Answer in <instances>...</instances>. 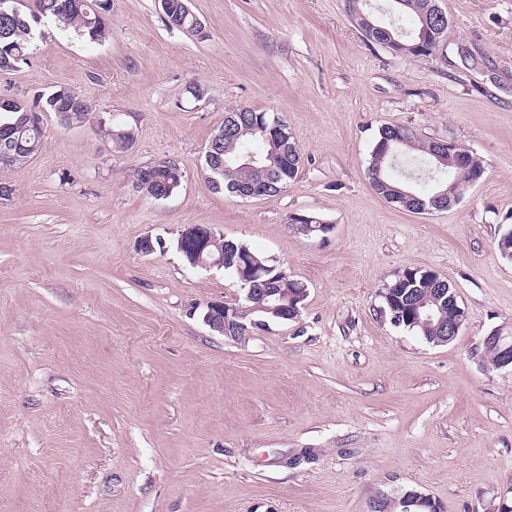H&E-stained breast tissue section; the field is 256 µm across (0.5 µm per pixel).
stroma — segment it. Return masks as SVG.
Listing matches in <instances>:
<instances>
[{"label":"stroma","mask_w":512,"mask_h":512,"mask_svg":"<svg viewBox=\"0 0 512 512\" xmlns=\"http://www.w3.org/2000/svg\"><path fill=\"white\" fill-rule=\"evenodd\" d=\"M442 55L367 42L347 0H111L100 44L45 24L0 96L59 88L92 106L40 115L41 149L0 167V512H368L416 490L443 512H491L512 489V372L483 354L512 329V0H438ZM199 85L201 100L189 86ZM280 117L303 164L272 197L215 190L204 150L228 109ZM132 131L125 149L98 119ZM472 149L485 174L455 207L415 214L372 188L381 125ZM185 174L157 200L134 168ZM307 213L332 224L306 237ZM211 226L303 282L297 320L237 340L203 321L243 294L189 267L184 225ZM165 240L145 255L144 236ZM409 267L456 290L466 321L432 345L381 315ZM153 168H154V171L153 172H150L149 175L146 176V183H141L140 187H137V188H141L143 189L142 191H144L146 194L150 195L147 191L151 190L153 191V184L154 182L156 181L150 174H156L157 172H161V173H164V174H167V178H171L172 180V184H180L179 186H170V185H166V184H158L156 185V189L159 191V192H167V191H172L173 193L181 186V183L184 179V173L181 172L180 168L178 167V165L170 160H161V161H158L157 163L153 164ZM182 177V178H181Z\"/></svg>","instance_id":"35a3bbf8"}]
</instances>
